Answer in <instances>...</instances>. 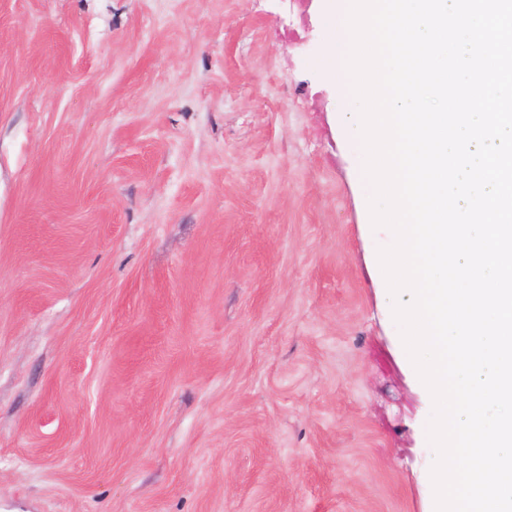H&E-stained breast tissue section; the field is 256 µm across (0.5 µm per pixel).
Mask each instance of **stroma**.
Here are the masks:
<instances>
[{"mask_svg":"<svg viewBox=\"0 0 512 512\" xmlns=\"http://www.w3.org/2000/svg\"><path fill=\"white\" fill-rule=\"evenodd\" d=\"M334 0H0V512H432Z\"/></svg>","mask_w":512,"mask_h":512,"instance_id":"35a3bbf8","label":"stroma"}]
</instances>
